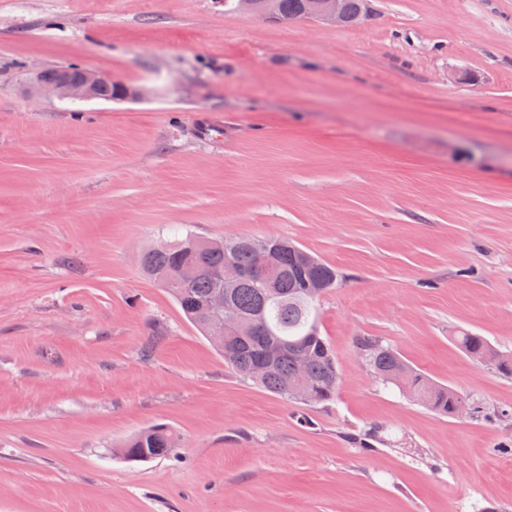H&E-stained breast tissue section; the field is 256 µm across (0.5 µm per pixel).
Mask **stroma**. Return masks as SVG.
<instances>
[{"instance_id": "stroma-1", "label": "stroma", "mask_w": 512, "mask_h": 512, "mask_svg": "<svg viewBox=\"0 0 512 512\" xmlns=\"http://www.w3.org/2000/svg\"><path fill=\"white\" fill-rule=\"evenodd\" d=\"M367 6L334 27L0 0V512H512V378L452 341L512 353V0ZM70 66L149 93L32 94ZM186 232L285 237L342 272L319 301L333 401L243 380L142 274ZM359 336L481 413L382 385ZM157 424L175 454H119Z\"/></svg>"}]
</instances>
